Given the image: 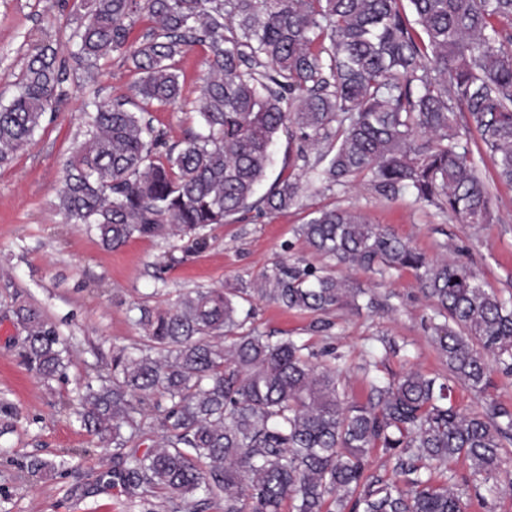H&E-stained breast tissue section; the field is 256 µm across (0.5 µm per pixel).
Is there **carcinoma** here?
Returning a JSON list of instances; mask_svg holds the SVG:
<instances>
[{
	"label": "carcinoma",
	"instance_id": "carcinoma-1",
	"mask_svg": "<svg viewBox=\"0 0 512 512\" xmlns=\"http://www.w3.org/2000/svg\"><path fill=\"white\" fill-rule=\"evenodd\" d=\"M151 26L131 38L132 18ZM68 40L88 78L114 53L140 74L148 105L182 100L177 58L206 47L197 113L203 131L165 145L128 101L93 99L85 139L67 162L57 210L108 249L133 237L198 235L241 212L283 213L301 175L278 177L261 197L282 130L293 162L332 189L371 176L386 198L412 195L466 224L493 221L457 107L468 113L500 181L512 184V0H77ZM66 66L50 44L33 47L16 91L0 102V164L32 141L66 96ZM298 233L341 268L382 278L415 271L430 302L431 341L444 382L419 371L363 367L365 402L345 399L339 368L313 362L307 343L244 330L245 305L267 300L329 314L373 310L350 282L300 261L276 262L261 286L197 290L173 308L138 307L144 344L112 357L86 386L81 425L115 445L112 478L171 512L193 500L224 512H463L461 494L433 474L460 458L466 486L497 487L512 445V411L463 414L452 383L476 393L495 371L512 376V296L465 265L427 257L347 209H319ZM27 333L24 360L45 380L63 374L67 346L40 311L14 310ZM162 444L139 452L147 420ZM380 448L392 479L369 471Z\"/></svg>",
	"mask_w": 512,
	"mask_h": 512
}]
</instances>
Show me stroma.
<instances>
[{
    "instance_id": "1",
    "label": "stroma",
    "mask_w": 512,
    "mask_h": 512,
    "mask_svg": "<svg viewBox=\"0 0 512 512\" xmlns=\"http://www.w3.org/2000/svg\"><path fill=\"white\" fill-rule=\"evenodd\" d=\"M70 13L64 0H0V99L13 96L32 42L50 41L60 56L69 57ZM203 58L198 45L180 61L181 106L154 107L148 114L169 144L202 130L196 106ZM138 80L132 64L117 53L100 60L92 82L70 63L66 95L56 111L26 149L0 167V512H166L162 498L141 499L112 481L111 444L99 442L76 420L90 367L110 366L120 348L142 345L135 322L140 305L164 309L189 291L255 283L276 261L324 266L296 233L315 209L354 210L428 257L464 264L502 296L512 295V186L497 181L487 156L477 170L492 186L490 224H462L409 197L386 199L361 178L346 188L306 189L299 204L284 213L248 214L208 227L202 247L189 236H166L134 237L118 249H105L97 236L57 211L56 196L71 151L83 139L81 114L88 99H134ZM344 275L375 294L383 309L361 315L336 311L328 317L330 329L321 331L313 326L314 315L260 300L252 327L298 337L318 353L333 349L348 395L359 402L368 395L362 365L371 351L380 356L388 377L409 370L447 374L425 327L429 303L413 270L384 279L357 269ZM21 303L41 310L70 338L73 353L61 378L43 381L24 363L25 333L12 313ZM387 342L395 343L398 353L385 352ZM491 402L512 409V376L494 374L481 395L455 388L454 403L463 413L482 411ZM35 457L66 466L33 474L27 464ZM463 501L465 512H512V447L503 451L498 489L486 501L471 493Z\"/></svg>"
}]
</instances>
